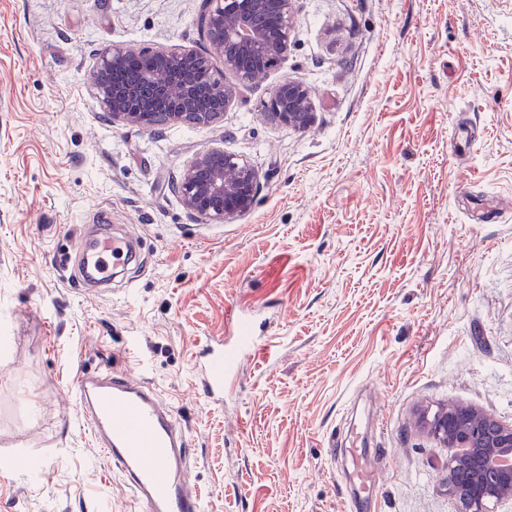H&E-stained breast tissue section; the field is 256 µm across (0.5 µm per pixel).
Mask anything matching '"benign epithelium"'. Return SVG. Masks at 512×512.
<instances>
[{
  "instance_id": "1",
  "label": "benign epithelium",
  "mask_w": 512,
  "mask_h": 512,
  "mask_svg": "<svg viewBox=\"0 0 512 512\" xmlns=\"http://www.w3.org/2000/svg\"><path fill=\"white\" fill-rule=\"evenodd\" d=\"M295 0H205L200 16L211 52L224 60L235 82L212 75L210 58L193 51H149L135 44L106 51L88 72L87 81L100 108L112 123L150 129L180 123L210 124L218 120L240 90L274 68L290 49ZM140 61L150 74L124 85L112 82V55ZM144 99L156 112H140ZM274 120L293 127L311 121V102L296 82L277 85L264 102ZM260 175L235 155L210 149L196 155L183 171L174 191L187 210L207 220L225 219L249 210ZM446 446L460 452L448 462V474L463 466L472 478V499L462 512H489L494 501L512 500V464L494 466L496 459H512V424L477 408L450 405L430 423Z\"/></svg>"
}]
</instances>
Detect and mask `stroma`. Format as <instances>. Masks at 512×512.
<instances>
[{"mask_svg": "<svg viewBox=\"0 0 512 512\" xmlns=\"http://www.w3.org/2000/svg\"><path fill=\"white\" fill-rule=\"evenodd\" d=\"M204 0H0V512H127L71 369L133 350L184 424L208 512H458L451 404L512 422V0H296L288 55L215 123L113 125L86 73L121 44L207 52ZM302 83L312 121L261 103ZM257 170L200 220L170 188L198 151ZM141 241L111 296L71 282L92 218ZM265 350L224 401L194 370L230 313ZM381 475L355 505L333 445Z\"/></svg>", "mask_w": 512, "mask_h": 512, "instance_id": "1", "label": "stroma"}]
</instances>
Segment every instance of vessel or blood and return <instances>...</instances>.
Wrapping results in <instances>:
<instances>
[{
	"instance_id": "vessel-or-blood-1",
	"label": "vessel or blood",
	"mask_w": 512,
	"mask_h": 512,
	"mask_svg": "<svg viewBox=\"0 0 512 512\" xmlns=\"http://www.w3.org/2000/svg\"><path fill=\"white\" fill-rule=\"evenodd\" d=\"M129 237L102 225L100 233L81 247L78 278L108 286L112 271L133 256ZM225 351L211 344L197 355L194 367L206 399L224 400ZM73 385L78 411L93 442L126 484L133 512H206V503L187 478L190 444L175 413L148 382L131 376L125 367L103 365L94 370L74 367ZM349 467L364 497H376L379 471L362 449L347 451Z\"/></svg>"
}]
</instances>
